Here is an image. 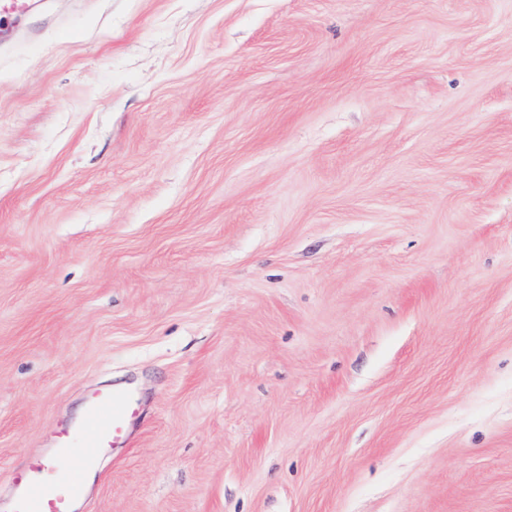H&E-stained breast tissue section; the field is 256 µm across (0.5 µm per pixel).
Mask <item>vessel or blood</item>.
Masks as SVG:
<instances>
[{"mask_svg": "<svg viewBox=\"0 0 512 512\" xmlns=\"http://www.w3.org/2000/svg\"><path fill=\"white\" fill-rule=\"evenodd\" d=\"M138 416L132 392L101 389L90 394L80 421L60 427L48 456H34L11 473V512H74L86 496V476L112 449L126 445ZM66 458L60 469L52 457Z\"/></svg>", "mask_w": 512, "mask_h": 512, "instance_id": "vessel-or-blood-1", "label": "vessel or blood"}]
</instances>
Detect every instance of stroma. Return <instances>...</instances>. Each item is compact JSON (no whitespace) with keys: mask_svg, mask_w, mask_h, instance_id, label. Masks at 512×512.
Returning <instances> with one entry per match:
<instances>
[{"mask_svg":"<svg viewBox=\"0 0 512 512\" xmlns=\"http://www.w3.org/2000/svg\"><path fill=\"white\" fill-rule=\"evenodd\" d=\"M117 385L85 512H512V0L0 38V512Z\"/></svg>","mask_w":512,"mask_h":512,"instance_id":"35a3bbf8","label":"stroma"}]
</instances>
